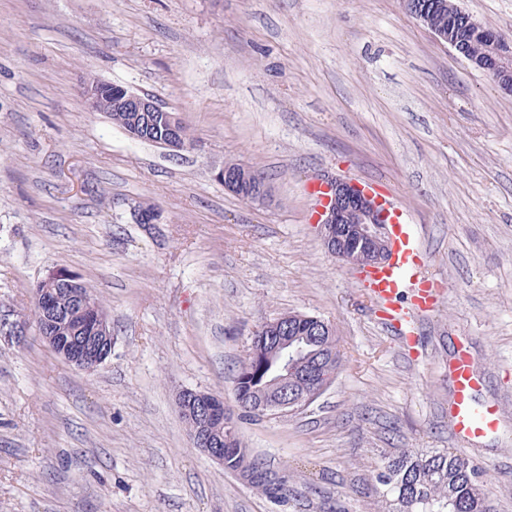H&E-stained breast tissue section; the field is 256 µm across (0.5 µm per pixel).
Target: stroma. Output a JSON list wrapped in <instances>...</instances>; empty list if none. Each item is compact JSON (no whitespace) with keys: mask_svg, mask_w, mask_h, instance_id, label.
<instances>
[{"mask_svg":"<svg viewBox=\"0 0 512 512\" xmlns=\"http://www.w3.org/2000/svg\"><path fill=\"white\" fill-rule=\"evenodd\" d=\"M512 40V0H458ZM99 80L174 110L173 152L85 107ZM264 171L243 201L215 174ZM371 185L412 225L438 308L405 347L357 270L330 256L307 189ZM154 206L160 222L137 221ZM103 302L112 355L73 368L37 335L49 270ZM288 312L331 323L344 361L314 401L238 425L276 503L196 448L175 405L235 404L254 331ZM0 512H378L399 448H445L512 512V95L402 0H0ZM469 343L501 429L460 446L448 362ZM181 124H182V122L176 114H172V113L168 114V123L164 127L163 133H165L166 139H167V142L165 144L166 147L174 152H180V151H185V150H189V149H194V147H196L195 144H189L183 139V137H184L190 143H194L193 137L191 136V134L188 131V128L184 124L182 125V133H183V137H182L181 131H180ZM151 143H155L162 147H165V146H163V140L160 139V137H157Z\"/></svg>","mask_w":512,"mask_h":512,"instance_id":"stroma-1","label":"stroma"}]
</instances>
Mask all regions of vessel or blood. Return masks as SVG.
Returning a JSON list of instances; mask_svg holds the SVG:
<instances>
[{
    "mask_svg": "<svg viewBox=\"0 0 512 512\" xmlns=\"http://www.w3.org/2000/svg\"><path fill=\"white\" fill-rule=\"evenodd\" d=\"M391 255L385 264L368 270L365 279L381 306L384 319L391 321L405 341H412L414 317L435 311L438 289L423 275L425 257L405 225L389 227ZM454 396L448 407L456 440L463 445L496 431L501 424V406L490 399L476 403L482 381L473 369L468 346H459L448 364Z\"/></svg>",
    "mask_w": 512,
    "mask_h": 512,
    "instance_id": "1",
    "label": "vessel or blood"
}]
</instances>
